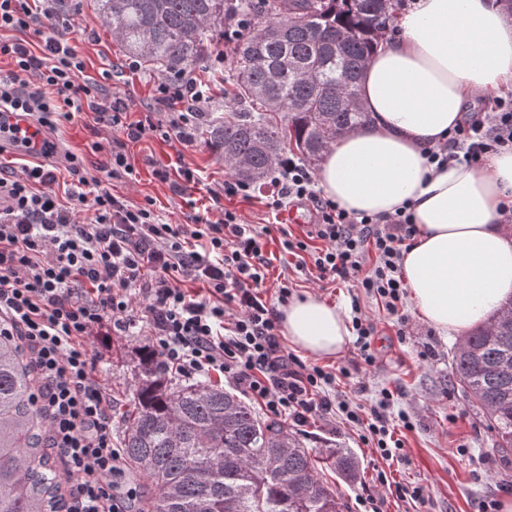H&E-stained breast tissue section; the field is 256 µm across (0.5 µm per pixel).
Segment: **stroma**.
<instances>
[{
    "mask_svg": "<svg viewBox=\"0 0 512 512\" xmlns=\"http://www.w3.org/2000/svg\"><path fill=\"white\" fill-rule=\"evenodd\" d=\"M70 35L83 57L86 74L98 79L103 73H110L111 90L127 103L130 119L151 117L155 128L132 143L119 130L108 127L101 128L99 134H91L78 120L55 133L60 147L84 153L92 142H100L104 149L97 158L102 162L108 158V149L124 151L133 168L132 175L104 177V185L131 205L153 199L163 221L182 224L189 216L207 215L213 193L222 191L224 180L230 175L223 162L203 143L185 147L164 137L161 126L173 107L158 102V77L142 68L125 69L126 55L102 24L94 0H81L78 13L71 19ZM163 166L195 170L199 180L183 184L180 192H173L170 184L155 175ZM267 190V185H258L252 199L235 197L224 200L223 205L243 214L248 223L272 226L266 249L272 258L273 272L288 276L296 295L310 293L349 308L348 288L316 280L299 270V258L282 252L279 225H286L293 236L301 237L312 217L301 207L272 215L263 204ZM363 305L378 320L376 348L380 364L366 376L367 390L361 400L370 403L373 391L386 387L398 392L401 408L411 415L415 427L403 434L404 455L391 461L390 468L397 479L424 487L425 502L417 512H478L480 503L487 498L504 500L505 486H512V464L501 462L487 422L464 397L452 373L451 354L457 337L440 336L414 317L408 336L398 338L394 327L379 317L375 301L367 299ZM148 344L147 337L135 327L123 334L101 332L87 339L94 373L112 396L113 431L121 429V415L131 395L130 384L138 363L137 353ZM460 407L465 408L466 419L450 424L449 413ZM301 439L310 449L338 442L357 454L362 470L359 483L348 486L332 474L327 480L346 498L350 512H359L357 497L363 488L371 486L380 458L368 452L356 432L340 424L312 422Z\"/></svg>",
    "mask_w": 512,
    "mask_h": 512,
    "instance_id": "35a3bbf8",
    "label": "stroma"
}]
</instances>
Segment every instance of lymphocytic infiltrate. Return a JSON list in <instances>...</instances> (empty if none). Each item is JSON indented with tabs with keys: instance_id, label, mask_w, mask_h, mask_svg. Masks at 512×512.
Here are the masks:
<instances>
[{
	"instance_id": "lymphocytic-infiltrate-1",
	"label": "lymphocytic infiltrate",
	"mask_w": 512,
	"mask_h": 512,
	"mask_svg": "<svg viewBox=\"0 0 512 512\" xmlns=\"http://www.w3.org/2000/svg\"><path fill=\"white\" fill-rule=\"evenodd\" d=\"M78 9L79 0H0V32L39 35L35 42L0 39V57L12 64L0 71V115L26 113L53 133L88 112L91 131L117 128L138 141L146 123L129 121L127 104L103 81L83 77L68 36ZM157 91L160 101L176 105L167 137L195 144L197 122L212 102L209 86L180 76ZM503 148H512V92L491 111L467 114L428 161L476 164ZM61 168L70 182L60 183ZM103 171L114 177L133 169L120 150L100 166L72 152L57 165L0 166V335L22 339L39 378L36 403L46 445L62 463L65 512H131L129 496L112 483L124 462L112 436V397L94 375L86 344L105 325L123 331L140 323L157 360L184 381L221 374L271 419L296 428L339 419L357 427L381 459L398 456L395 429L413 424L394 413V392L381 389L375 405L364 407L336 389L337 380L350 378L347 367L308 363L282 346L279 308L293 289L286 279L265 286V231L223 207L201 224L163 222L153 201L131 205L104 188ZM271 181L265 205L272 214L305 203L315 217L307 240L283 237V250H307L315 239L318 280L354 282L355 344L363 364L376 366L378 325L360 300H375L405 336L410 318L400 266L416 232L410 206L389 216L348 213L316 190L313 169L295 155L279 159Z\"/></svg>"
}]
</instances>
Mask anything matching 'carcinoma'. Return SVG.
Instances as JSON below:
<instances>
[{"mask_svg": "<svg viewBox=\"0 0 512 512\" xmlns=\"http://www.w3.org/2000/svg\"><path fill=\"white\" fill-rule=\"evenodd\" d=\"M102 24L162 80L197 68L203 78L224 18L257 12L254 0H95ZM400 0H265L232 52V103L205 119V145L248 183L264 181L290 152L313 163L338 137L367 122L357 96L367 59ZM13 336H0V512H62L60 475L40 450L34 380ZM468 400L486 416L512 463V298L463 336L451 358ZM126 462L154 489L150 512H349L323 480L329 468L361 478L352 451L313 455L281 423L260 419L235 392L183 384L145 348L123 416Z\"/></svg>", "mask_w": 512, "mask_h": 512, "instance_id": "obj_1", "label": "carcinoma"}]
</instances>
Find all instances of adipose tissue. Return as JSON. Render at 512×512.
<instances>
[{"mask_svg": "<svg viewBox=\"0 0 512 512\" xmlns=\"http://www.w3.org/2000/svg\"><path fill=\"white\" fill-rule=\"evenodd\" d=\"M397 33L369 57L357 96L368 125L336 138L315 175L323 196L357 214L411 204L416 224L402 277L418 318L460 336L512 296V151L481 164L428 165L468 105L512 87V17L500 0H411ZM281 332L317 358L340 355L351 324L340 306L307 294L282 306Z\"/></svg>", "mask_w": 512, "mask_h": 512, "instance_id": "1", "label": "adipose tissue"}]
</instances>
